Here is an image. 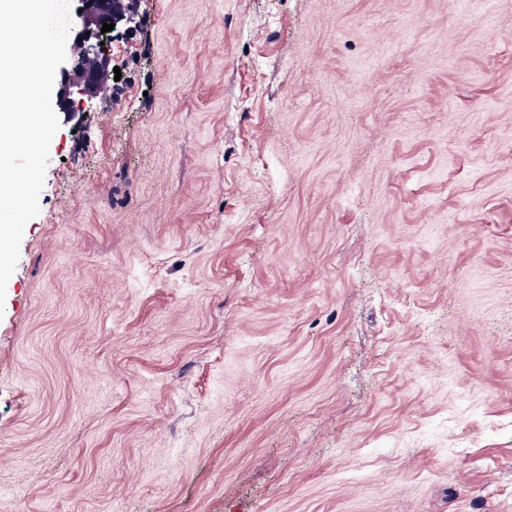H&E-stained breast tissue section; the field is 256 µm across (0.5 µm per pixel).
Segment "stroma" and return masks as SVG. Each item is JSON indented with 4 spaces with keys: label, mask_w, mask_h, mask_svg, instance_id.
Instances as JSON below:
<instances>
[{
    "label": "stroma",
    "mask_w": 512,
    "mask_h": 512,
    "mask_svg": "<svg viewBox=\"0 0 512 512\" xmlns=\"http://www.w3.org/2000/svg\"><path fill=\"white\" fill-rule=\"evenodd\" d=\"M105 41L0 314V512H512V0Z\"/></svg>",
    "instance_id": "1"
}]
</instances>
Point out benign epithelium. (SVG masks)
Listing matches in <instances>:
<instances>
[{
  "instance_id": "7a95c632",
  "label": "benign epithelium",
  "mask_w": 512,
  "mask_h": 512,
  "mask_svg": "<svg viewBox=\"0 0 512 512\" xmlns=\"http://www.w3.org/2000/svg\"><path fill=\"white\" fill-rule=\"evenodd\" d=\"M122 17L114 5V0H84V8L79 14L81 29V56L74 62L72 71H62V79L57 92V103L62 112H73L71 88L94 87L101 73L109 64V56L104 52L99 40L104 23L115 24Z\"/></svg>"
}]
</instances>
